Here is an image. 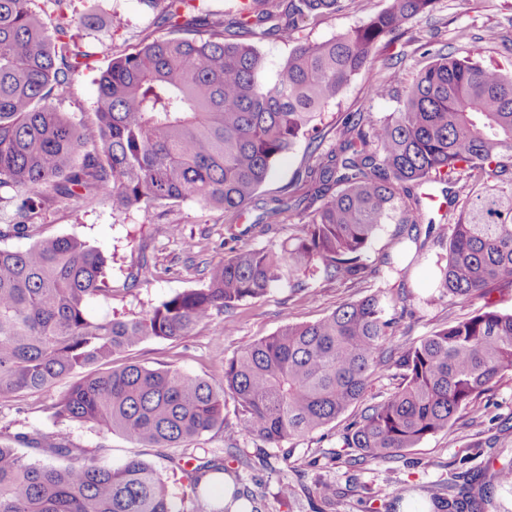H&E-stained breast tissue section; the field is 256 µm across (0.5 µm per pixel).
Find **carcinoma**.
Here are the masks:
<instances>
[{
  "mask_svg": "<svg viewBox=\"0 0 512 512\" xmlns=\"http://www.w3.org/2000/svg\"><path fill=\"white\" fill-rule=\"evenodd\" d=\"M168 27L114 58L98 81L91 129L54 102L68 93L70 21L48 29L36 0H0V189L10 188L12 224L27 231L37 204L112 198L123 213L193 201L237 218L255 202L275 163L297 139H321L316 120L411 19L435 0H391L356 27L295 46L277 70L250 41H231L224 23L198 14L192 0H141ZM341 8V0H235L231 27L255 39L281 37L296 21ZM195 14L194 22L180 19ZM371 92L398 108L374 121L349 112L336 142L304 171V191L285 190L262 206L250 228L295 212L308 218L283 257L271 249L240 252L213 266L201 288L176 293L147 314L95 319L87 305L112 295L107 259L86 240L44 236L21 251L0 248V397L46 390L79 375L49 410L58 423L97 424L132 442L179 448L224 424V396L236 401L238 430L271 445L305 438L336 421L364 396L378 367L395 369L400 387L367 408L343 436L358 463L402 456L446 432L497 378L512 375V313L486 305L412 345L383 349L398 321L380 294L346 303L307 324L279 330L224 366L220 385L178 369L102 365L150 338L175 340L214 314L264 296L283 264L314 266L329 280L361 282L382 268L362 262L385 224L418 245L431 186H485L453 224L438 291L467 300L512 288V73L481 65L467 49L434 52L402 89L382 78ZM97 145L86 151L88 143ZM53 463L0 444V512H185L148 462L118 467L82 460L59 435L26 439ZM224 461L207 460L186 476L192 492ZM462 493L429 492L446 512H479ZM256 493L233 484L208 512H232Z\"/></svg>",
  "mask_w": 512,
  "mask_h": 512,
  "instance_id": "carcinoma-1",
  "label": "carcinoma"
}]
</instances>
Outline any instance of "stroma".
<instances>
[{"mask_svg": "<svg viewBox=\"0 0 512 512\" xmlns=\"http://www.w3.org/2000/svg\"><path fill=\"white\" fill-rule=\"evenodd\" d=\"M389 4V0H343L341 11L299 22L295 39L267 38L258 48L270 67L285 61L295 43L330 39L356 26ZM67 15L81 18L96 15L95 27H80L73 49L85 56L84 66L69 77V95L61 111L79 123L92 125L97 81L112 55L132 49L145 40L165 33L155 13L146 11L140 0H70ZM498 28L502 40L489 42L487 28ZM467 48L483 64L512 65V6L507 0H435L432 11L411 20L405 34L388 49H378L370 63L343 90L336 102L322 114L324 146L336 141V127L349 112H368L380 119L393 112L394 101L375 96L370 86L384 76L403 82L430 63V51L438 48ZM307 139H299L280 159L257 196L264 201L280 197L284 188L302 189L304 168L310 161ZM256 210L246 209L231 218L223 211L194 202L164 208L141 207L126 213L112 210L106 196L49 202L40 207L33 229L27 234L0 236V248L23 250L42 236L75 235L87 240L109 259L111 297L89 303L95 318H130L150 311L168 297L205 284L210 269L241 249L292 248L306 222L305 216L284 213L268 232L253 230ZM438 225L424 249L404 274H384L360 283L326 279L310 268L283 274L261 298L238 304L233 312L235 329L225 332L223 315L187 337L177 340L151 338L133 351L116 356L114 366L137 363L148 368H178L218 383L224 378V364L257 340L273 334L283 318L297 323L314 322L342 304L370 294L385 295L388 313L401 316L395 342L412 344L448 323L475 314L484 302L512 313V290L490 295L488 300L448 299L436 288L437 261L446 254L455 214L439 220L438 210L428 212ZM181 228L180 235L167 232L168 225ZM405 288V303H397L396 291ZM53 392L28 391L14 397H0V443L17 444L19 437L58 433L70 447L102 463L119 466L132 457L153 465L166 480L170 492L184 497L187 512H206L212 497L222 492V481L212 483L211 492L190 493L187 480L174 476L175 457L223 458L233 477L257 495L261 512H385L384 506L396 494H403L400 512H430L425 489L446 485L451 473L471 471L478 475L484 492L482 512H512V492L491 484V474L512 460V375L495 380L489 391L463 413L447 432L424 439L404 457L374 465L351 466L356 449L346 447L343 435L362 406L352 407L335 422L312 436L271 447L237 430L238 406L232 397L224 399V425L203 434L180 448H148L119 434L80 422L58 423L47 410ZM294 485L295 495L280 503L281 483ZM335 485L333 503L321 502L316 494L320 484Z\"/></svg>", "mask_w": 512, "mask_h": 512, "instance_id": "35a3bbf8", "label": "stroma"}]
</instances>
